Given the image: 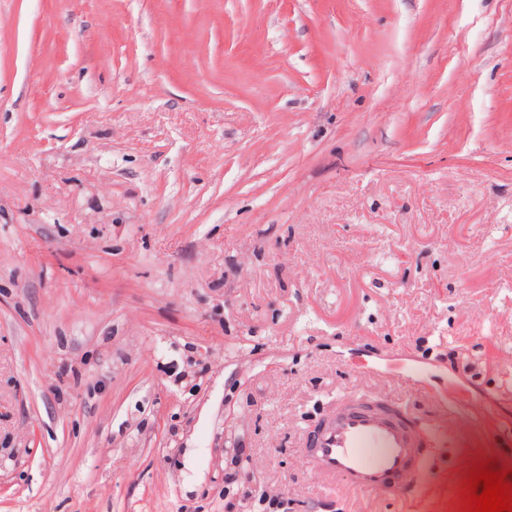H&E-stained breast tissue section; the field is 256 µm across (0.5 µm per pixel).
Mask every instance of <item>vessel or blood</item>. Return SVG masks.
Listing matches in <instances>:
<instances>
[{
	"label": "vessel or blood",
	"instance_id": "vessel-or-blood-1",
	"mask_svg": "<svg viewBox=\"0 0 512 512\" xmlns=\"http://www.w3.org/2000/svg\"><path fill=\"white\" fill-rule=\"evenodd\" d=\"M430 428L382 395L337 402L313 426L302 459L313 470L371 492L409 493L416 475L437 463Z\"/></svg>",
	"mask_w": 512,
	"mask_h": 512
}]
</instances>
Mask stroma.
<instances>
[{
    "label": "stroma",
    "mask_w": 512,
    "mask_h": 512,
    "mask_svg": "<svg viewBox=\"0 0 512 512\" xmlns=\"http://www.w3.org/2000/svg\"><path fill=\"white\" fill-rule=\"evenodd\" d=\"M367 390L413 497L301 458ZM510 454L512 0H0V512H460Z\"/></svg>",
    "instance_id": "35a3bbf8"
}]
</instances>
